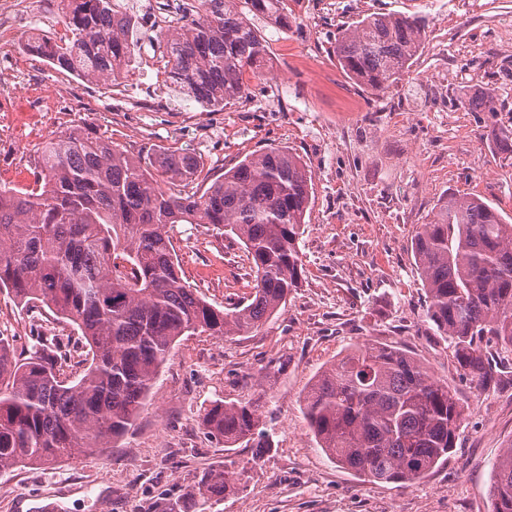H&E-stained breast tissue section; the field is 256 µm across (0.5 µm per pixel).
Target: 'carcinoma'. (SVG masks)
<instances>
[{
	"instance_id": "carcinoma-1",
	"label": "carcinoma",
	"mask_w": 512,
	"mask_h": 512,
	"mask_svg": "<svg viewBox=\"0 0 512 512\" xmlns=\"http://www.w3.org/2000/svg\"><path fill=\"white\" fill-rule=\"evenodd\" d=\"M285 0H192V19L164 33L166 73L176 96L205 110L248 97L266 40L250 16L285 27ZM69 36L33 39L28 53L90 82L116 84L144 48L132 16L112 0H59ZM428 27L422 15L374 14L346 31L333 54L372 93L401 81ZM497 110L487 89L467 101ZM199 158L153 152L133 158L112 141L71 129L39 151L34 186L0 185V293L48 308L78 342L37 337L18 358L0 337V469L47 464L111 447L135 426L171 349L183 336L246 333L301 287L299 240L311 171L286 147L246 157L202 194ZM211 224L238 238L253 291L220 309L181 277L170 229ZM427 297L426 322L448 341L460 368L491 380L484 343L512 354V222L477 197L448 195L413 242ZM86 348L81 374L63 368ZM308 426L328 458L372 482L412 485L456 447L464 415L457 392L405 351L381 344L348 350L321 370L304 396ZM201 424L224 447H270L260 399L215 401ZM244 469L200 474L165 512H194L232 493ZM493 512H512V444L492 467Z\"/></svg>"
}]
</instances>
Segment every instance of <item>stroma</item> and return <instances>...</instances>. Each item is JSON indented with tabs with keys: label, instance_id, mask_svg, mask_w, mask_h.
<instances>
[{
	"label": "stroma",
	"instance_id": "1",
	"mask_svg": "<svg viewBox=\"0 0 512 512\" xmlns=\"http://www.w3.org/2000/svg\"><path fill=\"white\" fill-rule=\"evenodd\" d=\"M326 0L314 20L289 10L287 27L256 26L276 64L288 111L265 112V79L243 101L215 112L174 96L160 46H145L120 84L87 82L23 49L6 76L14 115L0 112V183L31 185L38 152L74 127L111 138L132 157L156 149L200 159L187 192H204L248 155L285 146L312 172L299 241L305 279L275 316L251 332L185 336L172 349L134 429L115 448L0 471V512H164L202 471L245 470L239 489L212 512H493L490 472L512 444V362L489 344L492 379L466 376L425 320L426 294L412 241L448 194L479 197L512 216V153L492 133L512 126V0ZM422 15L428 28L409 73L374 95L341 73L336 38L370 14ZM304 56L334 71V86L301 91L287 63ZM494 88L499 108L466 102ZM171 236L183 280L210 303L248 297L244 246L209 224H177ZM49 310L0 296V336L15 353L34 336L72 335ZM364 343L398 346L456 388L466 412L447 459L410 486L371 483L338 467L303 414L313 377ZM262 397L271 446L256 454L207 437L213 401Z\"/></svg>",
	"mask_w": 512,
	"mask_h": 512
}]
</instances>
